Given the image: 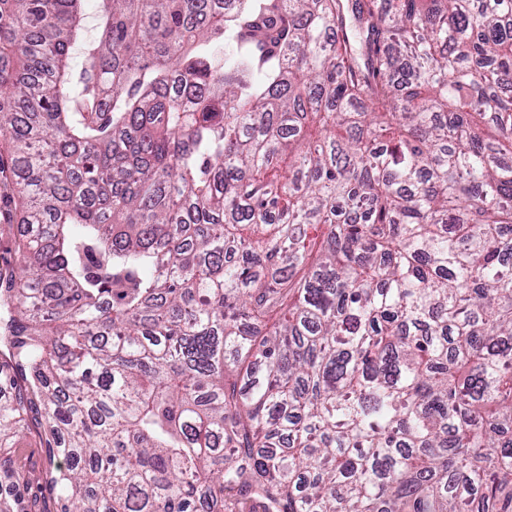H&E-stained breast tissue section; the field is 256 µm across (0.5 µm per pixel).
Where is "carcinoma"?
Returning a JSON list of instances; mask_svg holds the SVG:
<instances>
[{"instance_id": "1", "label": "carcinoma", "mask_w": 512, "mask_h": 512, "mask_svg": "<svg viewBox=\"0 0 512 512\" xmlns=\"http://www.w3.org/2000/svg\"><path fill=\"white\" fill-rule=\"evenodd\" d=\"M84 2L0 0V482L512 512V0ZM15 212L13 202L6 204L3 198H0V268L7 264L15 265L17 255L14 252V239L22 230V225L18 223L19 215L14 216L9 222V216L12 217ZM10 223V224H7ZM12 466L19 472L22 492L20 507L25 512H58L59 491L50 484L54 464L49 448L41 446L38 438L28 435L18 447L11 448ZM54 463V464H53ZM28 483V490L23 485Z\"/></svg>"}]
</instances>
